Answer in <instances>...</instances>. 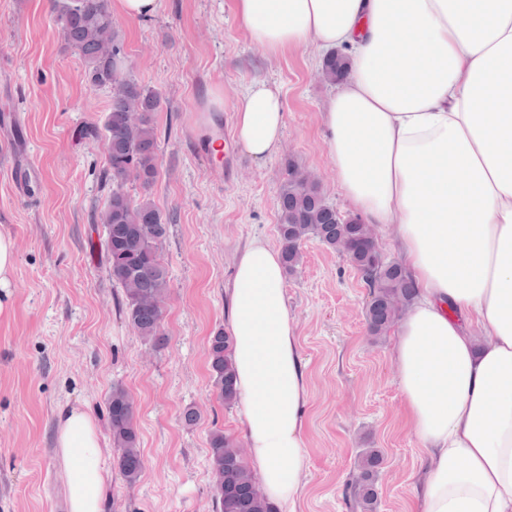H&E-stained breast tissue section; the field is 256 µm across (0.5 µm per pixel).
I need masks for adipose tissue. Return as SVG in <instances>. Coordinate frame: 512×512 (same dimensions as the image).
<instances>
[{
	"instance_id": "1",
	"label": "adipose tissue",
	"mask_w": 512,
	"mask_h": 512,
	"mask_svg": "<svg viewBox=\"0 0 512 512\" xmlns=\"http://www.w3.org/2000/svg\"><path fill=\"white\" fill-rule=\"evenodd\" d=\"M270 50L350 53L322 124L336 181L390 225L418 295L395 331L405 416L423 446L417 512H512V0H237ZM278 89L236 114L244 150L273 155ZM240 430L263 494L296 512L307 395L280 254H239L230 288ZM54 446L69 512H100L111 478L98 424L72 407Z\"/></svg>"
}]
</instances>
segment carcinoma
I'll use <instances>...</instances> for the list:
<instances>
[{"instance_id": "1", "label": "carcinoma", "mask_w": 512, "mask_h": 512, "mask_svg": "<svg viewBox=\"0 0 512 512\" xmlns=\"http://www.w3.org/2000/svg\"><path fill=\"white\" fill-rule=\"evenodd\" d=\"M52 12L65 44L76 50L85 64L83 77L88 86L111 89L101 139L106 153L104 178L112 184V191L100 215L109 273L122 287L129 325L153 348L161 349L167 344L162 319L169 276L157 246L166 237L168 224L151 203L135 202L124 190L129 180L148 187L159 174L153 116L160 108V99L125 74L124 57L114 40L110 0H53ZM348 64L347 56L332 54L323 59V74L334 84L346 75ZM278 210L284 273L297 272L303 241L317 239L345 255L368 288L365 315L370 334L383 336L391 330L414 301L417 286L401 262L387 258L374 246L372 225L357 217L343 216L326 200L320 181L292 159L285 164ZM232 343V337L222 329L208 339L213 389L227 407L238 399ZM107 419L118 470L132 485L145 469V458L134 402L122 386L112 387ZM209 461L217 512H275L240 446L221 429L209 436ZM379 465L377 453H364L352 486L361 512H375Z\"/></svg>"}]
</instances>
